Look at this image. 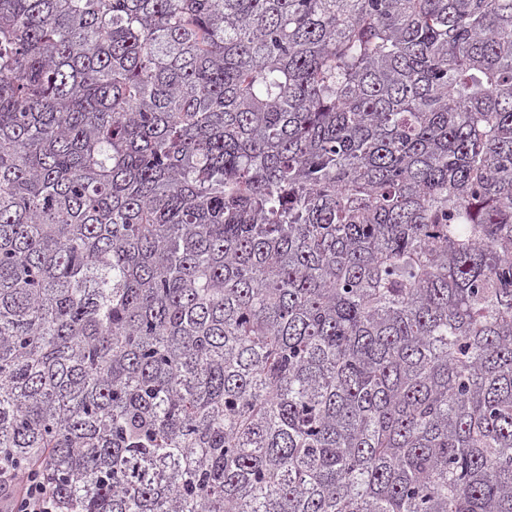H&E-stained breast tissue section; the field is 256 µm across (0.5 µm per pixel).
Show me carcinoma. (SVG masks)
Segmentation results:
<instances>
[{"mask_svg": "<svg viewBox=\"0 0 512 512\" xmlns=\"http://www.w3.org/2000/svg\"><path fill=\"white\" fill-rule=\"evenodd\" d=\"M0 461L512 512V0H0Z\"/></svg>", "mask_w": 512, "mask_h": 512, "instance_id": "obj_1", "label": "carcinoma"}]
</instances>
